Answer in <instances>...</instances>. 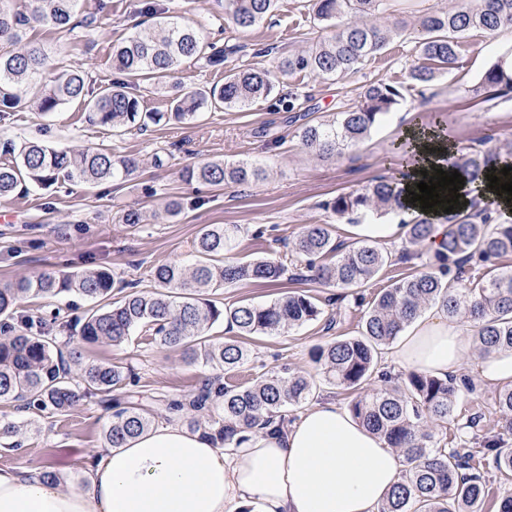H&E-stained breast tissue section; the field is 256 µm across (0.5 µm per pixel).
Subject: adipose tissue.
I'll list each match as a JSON object with an SVG mask.
<instances>
[{
  "label": "adipose tissue",
  "mask_w": 512,
  "mask_h": 512,
  "mask_svg": "<svg viewBox=\"0 0 512 512\" xmlns=\"http://www.w3.org/2000/svg\"><path fill=\"white\" fill-rule=\"evenodd\" d=\"M412 140L419 163L402 182L411 191L448 167L445 140ZM468 346L462 325L434 315L390 356L444 377L459 371ZM403 468L399 451L325 399L237 448L216 447L173 418L83 464L65 485L40 467H0V512H380Z\"/></svg>",
  "instance_id": "ef3b65f1"
}]
</instances>
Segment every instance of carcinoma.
I'll use <instances>...</instances> for the list:
<instances>
[{
    "instance_id": "cac0c4a2",
    "label": "carcinoma",
    "mask_w": 512,
    "mask_h": 512,
    "mask_svg": "<svg viewBox=\"0 0 512 512\" xmlns=\"http://www.w3.org/2000/svg\"><path fill=\"white\" fill-rule=\"evenodd\" d=\"M81 0H31L30 14L15 11L12 0H0V118L17 108L15 89L23 85L38 114L62 111L73 102L83 105L89 120L114 132L145 131L151 126L184 123L207 110H237L269 98H294L280 92L275 72H307L330 80L354 71L386 47L395 35L414 39L421 62L410 70L416 85L427 86L441 71L455 68L460 40L474 32L512 28V0H456L445 11L419 16L407 30L376 22L387 11L386 0H312L314 20L332 28V35L305 52L284 54L274 47L254 51L273 56L274 69L241 65L224 75V83L187 89L174 74L187 61L224 65L238 46L204 41L191 26L175 16L138 22L134 32L112 44L111 68L120 75L89 89L78 70L55 73L45 52L26 40L34 23H47L60 32L89 28L94 20L78 19ZM277 0H225V9L241 29L264 22ZM148 85L169 97L170 111L146 112L140 89ZM512 92V55L504 56L473 89L492 98ZM402 92L383 82L371 83L358 104L336 113L330 122L303 125L301 143L319 155H336L362 142L374 126L402 99ZM502 159L471 147L450 165L471 183ZM139 168L136 158L117 155L110 148L59 149L40 140L0 142V197L32 189L46 190L67 181L96 184L126 181ZM269 169L248 160H211L190 164L182 181L216 188L246 186L268 176ZM400 183L380 179L362 192L341 194L329 204L340 217L380 215L404 210ZM448 232L436 264L427 271L399 275L364 306L360 335L338 339L312 352V361L329 379L353 392L352 413L391 448L402 452L405 467L380 512H483L492 471L512 476V448L500 436L485 437L468 446L448 433V418L457 401L456 380L412 370L403 381L377 371L381 350L402 334L428 305H438L454 318L463 314L474 323L479 350L490 354L512 349V269L482 273L487 263L512 253V220L498 221L489 204L475 198L470 212L448 217ZM413 244L434 236V225L424 220L403 223ZM237 225L205 226L193 241L197 262L190 266L165 263L151 270L158 290L133 289L106 268L89 267L64 275L0 281V317L20 326L0 329V400L21 401L35 413H62L83 397L97 396L110 412L103 431L104 447L120 448L153 425L154 413L118 391L135 385L124 367L89 362L84 346L121 345L134 336H150L160 347L179 351L184 359L209 372L197 392L162 400L165 412L185 418L221 448L238 447L256 432L279 420L284 412L314 398L317 387L305 376L284 367L265 372L250 384L224 380V374L244 366L250 354L233 339L215 341L206 328L222 321L238 336H260L315 321L324 313L319 300L305 291H293L269 303L237 302L220 306L209 299L216 288L237 282H278L297 276L343 290L361 288L391 264L387 251L373 242L341 247L329 224L304 226L292 246L305 258V272L289 273L283 260L271 256L226 262L234 248ZM117 288L128 292L115 302L108 297ZM73 292L98 302L75 319L80 343L63 354L53 336L56 322L18 311L29 298H52ZM498 409L503 433L512 434V383L499 392Z\"/></svg>"
}]
</instances>
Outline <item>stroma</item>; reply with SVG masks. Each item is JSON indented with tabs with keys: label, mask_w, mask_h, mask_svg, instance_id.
Returning <instances> with one entry per match:
<instances>
[{
	"label": "stroma",
	"mask_w": 512,
	"mask_h": 512,
	"mask_svg": "<svg viewBox=\"0 0 512 512\" xmlns=\"http://www.w3.org/2000/svg\"><path fill=\"white\" fill-rule=\"evenodd\" d=\"M148 6L179 16L204 38L220 36L225 44L243 46V56L229 58L220 67L194 61L183 64L175 79L191 88L222 83L225 70L242 64L271 67V58L254 56L258 46L274 45L291 54L329 35L327 29L314 24L309 0H279L271 20L248 30L235 26L222 0H83V13L96 17L93 30L79 28L67 34L43 25L29 30L28 36L43 45L58 70L82 71L87 82L96 85L112 76L113 41L143 20ZM509 53L512 29L472 34L461 44L456 68L430 86L420 87L409 79L418 53L410 40L396 36L376 58L332 81L299 71L278 75L284 91L303 98L302 108L291 110L259 101L243 112L206 110L186 123L121 136L87 122L78 103L48 117L38 116L29 105H20L0 120V140L40 137L59 148L109 147L117 154L136 157L140 168L122 184L75 181L0 198V212L13 216L11 222H0V280L104 267L134 282L137 290L151 291L156 287L151 268L169 262L193 263L191 244L208 224L240 225L236 247L226 255L230 261L273 252L285 255V240L294 239L307 224L332 225L336 239L349 244L362 241L363 225L398 224L401 215L368 214L352 224L325 204L339 194L363 190L376 179L399 180L415 162L408 129L435 130L458 151L480 145L487 151L512 154V93L491 100L471 93L484 72ZM378 81L403 86L404 97L363 142L333 158L320 157L303 147L296 135L303 123L331 119L357 103L364 88ZM158 157L163 160L159 166L154 163ZM217 158L266 163L272 172L266 180L221 191L181 180L184 166ZM171 195L181 197L184 203L181 214L174 218L162 211L165 198ZM131 209L144 212L143 223L123 222L124 211ZM258 227L265 228L263 237L254 236ZM380 245L392 255L407 252L411 258L385 267L357 293L294 280L277 284L242 281L213 291L212 300L220 304H263L296 290L335 300L316 321L278 335L242 338L251 359L236 372V380L246 382L285 367L312 379L318 396L349 407L350 392L326 381L321 367L311 360L312 349L358 335L363 310L354 302L356 294L373 297L391 277L426 270L434 260L430 243L411 244L403 233L381 240ZM86 352L91 358L130 368L137 379L131 392L147 405L196 391L204 379L199 366L185 363L180 353L160 348L148 336L133 337L120 346L90 345ZM480 358L474 348L464 358L457 374L464 383L457 408L465 415L480 412L484 435L494 436L500 432V388L477 376L475 366ZM107 419V411L93 397L81 398L61 414L35 415L21 411L17 403L0 402V423L25 427L19 437L20 449L0 446V467L36 468L51 462L76 470L84 456L103 451L102 430Z\"/></svg>",
	"instance_id": "obj_1"
}]
</instances>
